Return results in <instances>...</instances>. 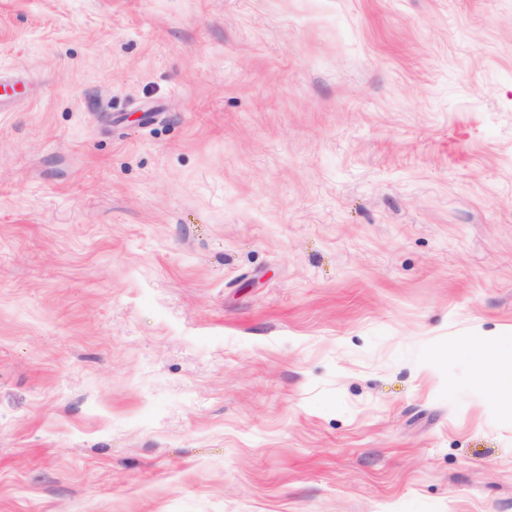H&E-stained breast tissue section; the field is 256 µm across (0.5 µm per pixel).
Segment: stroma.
<instances>
[{
	"mask_svg": "<svg viewBox=\"0 0 512 512\" xmlns=\"http://www.w3.org/2000/svg\"><path fill=\"white\" fill-rule=\"evenodd\" d=\"M0 512H512V0H0ZM506 339L512 350V335L492 336L479 346L468 338H460L448 347V356L470 360L473 388L495 403L512 407V368L510 378L505 377L498 368L500 352Z\"/></svg>",
	"mask_w": 512,
	"mask_h": 512,
	"instance_id": "1",
	"label": "stroma"
}]
</instances>
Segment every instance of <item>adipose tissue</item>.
Segmentation results:
<instances>
[{
    "instance_id": "adipose-tissue-1",
    "label": "adipose tissue",
    "mask_w": 512,
    "mask_h": 512,
    "mask_svg": "<svg viewBox=\"0 0 512 512\" xmlns=\"http://www.w3.org/2000/svg\"><path fill=\"white\" fill-rule=\"evenodd\" d=\"M506 343L512 345V335L493 336L479 345L461 338L449 346L448 355L470 361V381L478 393L493 402L512 406V377L504 376L498 368L500 352Z\"/></svg>"
}]
</instances>
